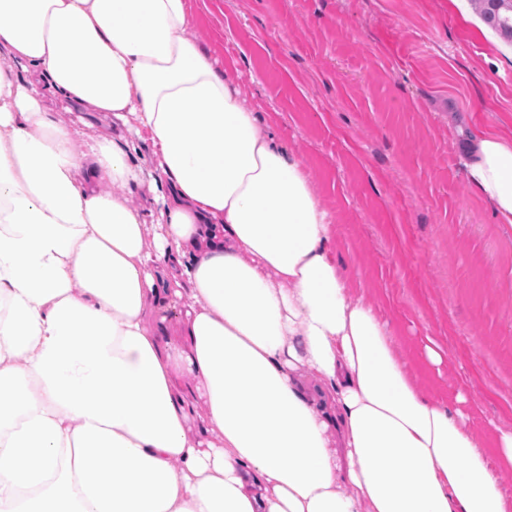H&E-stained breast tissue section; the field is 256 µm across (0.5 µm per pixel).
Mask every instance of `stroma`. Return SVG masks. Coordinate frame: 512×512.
Returning <instances> with one entry per match:
<instances>
[{
    "label": "stroma",
    "instance_id": "1",
    "mask_svg": "<svg viewBox=\"0 0 512 512\" xmlns=\"http://www.w3.org/2000/svg\"><path fill=\"white\" fill-rule=\"evenodd\" d=\"M192 24L304 160L417 385L465 395L478 432L512 430V228L468 183L458 131L512 135L506 46L452 0H195Z\"/></svg>",
    "mask_w": 512,
    "mask_h": 512
}]
</instances>
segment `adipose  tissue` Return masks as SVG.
<instances>
[{
  "label": "adipose tissue",
  "instance_id": "1",
  "mask_svg": "<svg viewBox=\"0 0 512 512\" xmlns=\"http://www.w3.org/2000/svg\"><path fill=\"white\" fill-rule=\"evenodd\" d=\"M193 13L0 0V512H512V431L415 385ZM463 163L512 225V138Z\"/></svg>",
  "mask_w": 512,
  "mask_h": 512
}]
</instances>
